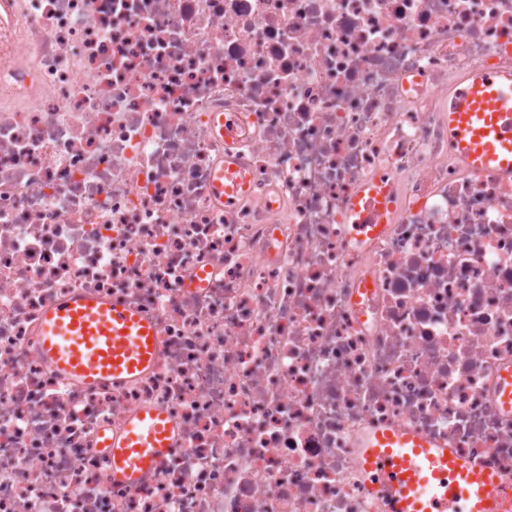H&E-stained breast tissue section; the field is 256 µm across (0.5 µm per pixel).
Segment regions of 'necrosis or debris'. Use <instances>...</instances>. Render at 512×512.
I'll return each mask as SVG.
<instances>
[{
    "label": "necrosis or debris",
    "instance_id": "obj_1",
    "mask_svg": "<svg viewBox=\"0 0 512 512\" xmlns=\"http://www.w3.org/2000/svg\"><path fill=\"white\" fill-rule=\"evenodd\" d=\"M500 69L512 0H0V512H388L391 427L512 489V176L448 135ZM76 292L154 327L151 370L39 356ZM156 409L172 454L109 482L102 434ZM383 204L380 195L374 192H369L359 197L352 206L351 217L352 221L357 223L355 227L358 231H364L366 224L369 223V217H373L377 224L371 229L370 233H378L383 229L382 215Z\"/></svg>",
    "mask_w": 512,
    "mask_h": 512
}]
</instances>
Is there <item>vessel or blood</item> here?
I'll use <instances>...</instances> for the list:
<instances>
[{
	"instance_id": "1",
	"label": "vessel or blood",
	"mask_w": 512,
	"mask_h": 512,
	"mask_svg": "<svg viewBox=\"0 0 512 512\" xmlns=\"http://www.w3.org/2000/svg\"><path fill=\"white\" fill-rule=\"evenodd\" d=\"M448 131L475 168L512 174V71L475 75L448 104ZM382 215L373 192L352 206L360 231ZM41 355L59 372L95 386L149 369L155 336L131 307L76 294L46 312ZM172 442L165 413L135 414L122 438L103 443L109 480L136 485L167 456ZM363 460L379 474L391 512H512V499L503 497L494 473L399 429L368 439Z\"/></svg>"
}]
</instances>
